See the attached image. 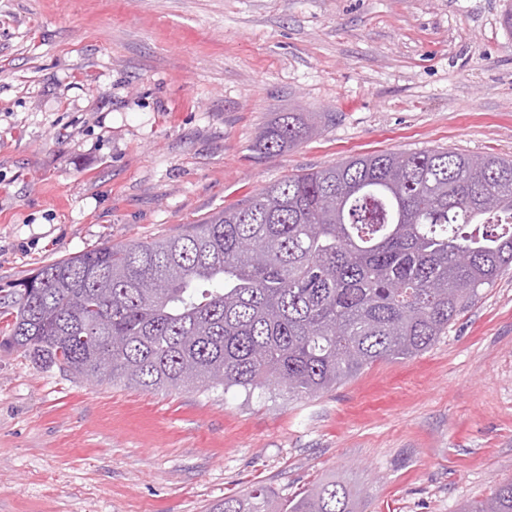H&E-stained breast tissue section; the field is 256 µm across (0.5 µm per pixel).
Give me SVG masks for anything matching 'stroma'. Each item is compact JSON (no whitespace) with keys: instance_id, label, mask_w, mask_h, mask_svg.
<instances>
[{"instance_id":"1","label":"stroma","mask_w":512,"mask_h":512,"mask_svg":"<svg viewBox=\"0 0 512 512\" xmlns=\"http://www.w3.org/2000/svg\"><path fill=\"white\" fill-rule=\"evenodd\" d=\"M512 0H0V288L352 156L512 157ZM283 112L317 131L257 147ZM343 481L457 512L512 480V268L411 359L313 397L144 391L0 352V512H208Z\"/></svg>"}]
</instances>
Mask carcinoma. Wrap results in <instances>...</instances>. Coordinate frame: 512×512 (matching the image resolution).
<instances>
[{"label":"carcinoma","mask_w":512,"mask_h":512,"mask_svg":"<svg viewBox=\"0 0 512 512\" xmlns=\"http://www.w3.org/2000/svg\"><path fill=\"white\" fill-rule=\"evenodd\" d=\"M314 132L284 112L276 156ZM512 266V159L384 152L262 188L185 233L102 245L0 288V348L144 390L309 397L430 348ZM210 512H355L334 479L283 504L264 486ZM460 512H512V482Z\"/></svg>","instance_id":"cac0c4a2"}]
</instances>
